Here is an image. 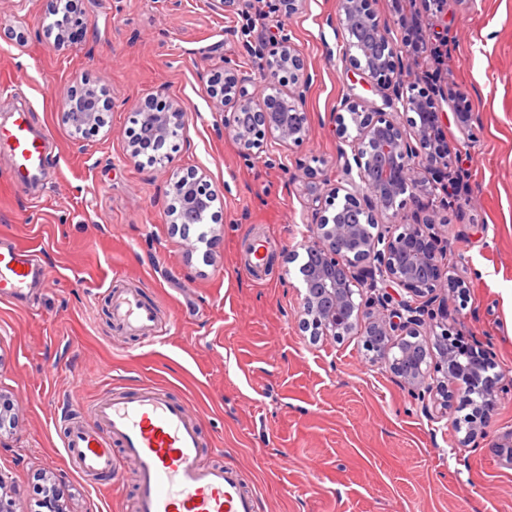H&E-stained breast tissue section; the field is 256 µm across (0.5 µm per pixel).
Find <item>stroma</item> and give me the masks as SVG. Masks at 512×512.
Returning <instances> with one entry per match:
<instances>
[{"label": "stroma", "instance_id": "35a3bbf8", "mask_svg": "<svg viewBox=\"0 0 512 512\" xmlns=\"http://www.w3.org/2000/svg\"><path fill=\"white\" fill-rule=\"evenodd\" d=\"M81 8L87 28L57 47L43 35L47 0H0V122L26 108L52 136L39 186L16 184L0 149V240L34 251L46 273L21 300L0 302V399L14 404L12 427L0 430V474L22 505L45 475L69 512H133L135 467L121 449L112 477L84 478L62 440L69 422L92 423L102 390L150 384L189 401L204 459L239 469L257 512H512V469L496 448L512 430V391L488 416L480 447L460 450L456 422L466 409L451 423L429 422L358 338L314 342L298 326L300 275L286 249L311 221L310 188L331 192L336 160L352 149L336 109L349 97L377 110L389 94L343 59L337 0H307L292 15L277 0L224 13L209 0H82ZM410 11L424 31L446 37L410 63L406 83L439 108L457 89L470 103L471 136L453 115L442 123L464 185L439 220L469 283L448 311L461 339L512 378V0H449L441 19L427 0H412ZM240 26L256 46L285 29L302 53L311 119L303 145L271 143L247 157L221 134L209 88L225 62L254 98L267 93L261 60L228 34ZM82 76L109 112L105 128L75 137L61 97ZM175 100L186 126L167 146L170 168L130 158L137 112ZM192 172L218 194L208 250L169 217L174 175ZM258 243L269 261L255 279L243 263ZM113 285L156 301L163 332L115 327Z\"/></svg>", "mask_w": 512, "mask_h": 512}]
</instances>
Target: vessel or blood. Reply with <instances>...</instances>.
Here are the masks:
<instances>
[{"label": "vessel or blood", "instance_id": "vessel-or-blood-1", "mask_svg": "<svg viewBox=\"0 0 512 512\" xmlns=\"http://www.w3.org/2000/svg\"><path fill=\"white\" fill-rule=\"evenodd\" d=\"M47 133L35 130L29 111L14 112L0 125V147L12 157V173L37 182L49 164ZM32 256L0 244V301L8 302L43 279ZM113 319L132 332L159 331L156 306L135 289L111 292ZM91 413L98 428L68 427L63 448L84 474L112 473L113 446H120L137 471L136 512H256V493L235 468L204 462L200 427L185 402L144 385L135 391L107 392Z\"/></svg>", "mask_w": 512, "mask_h": 512}]
</instances>
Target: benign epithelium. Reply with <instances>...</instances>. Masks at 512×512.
<instances>
[{
    "instance_id": "7a95c632",
    "label": "benign epithelium",
    "mask_w": 512,
    "mask_h": 512,
    "mask_svg": "<svg viewBox=\"0 0 512 512\" xmlns=\"http://www.w3.org/2000/svg\"><path fill=\"white\" fill-rule=\"evenodd\" d=\"M339 23L354 69L374 86L392 87L387 107L414 113L413 139L385 112H369L354 100L341 105L338 133L354 147L352 155H340L345 186L312 198L313 219L306 225L304 242L288 250L290 261L303 257L298 323L313 341L361 337L371 361L416 396V406L431 422L451 418L452 401L461 396L472 413L458 445L468 447L484 438L498 391L488 383L481 355L455 348L456 323H448L447 295L467 285L450 274L448 245L439 244L437 205L448 204L453 192L439 113L428 108V95L402 88L404 59L416 51L408 45L395 47L388 25L370 11L368 0H339ZM361 28L382 45L380 53L354 40ZM263 59L270 93L262 99L254 100L228 63L224 83L211 90L224 109V134L248 155L263 151L272 138L299 146L310 130L304 101L309 76L299 49L284 33ZM446 101L466 131L467 96L458 91ZM107 112L85 77L68 88L62 101L64 122L77 121L93 132L106 126ZM142 120L160 144L180 137L185 128V112L176 101L142 113ZM431 172L439 177L427 178ZM172 190L186 207H202L207 213L218 198L204 186V177L194 174L175 180ZM351 214L357 216L354 223ZM17 496L0 475V512H15Z\"/></svg>"
}]
</instances>
